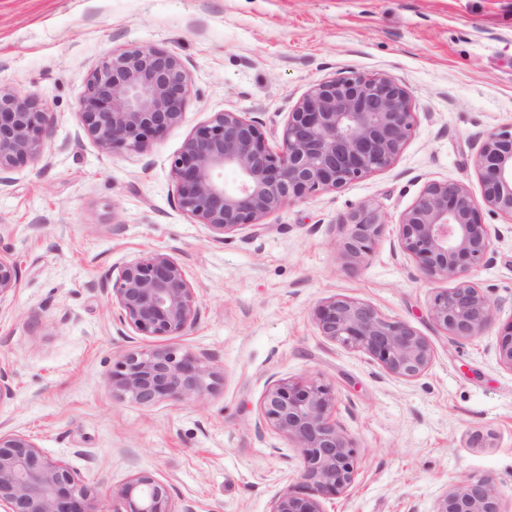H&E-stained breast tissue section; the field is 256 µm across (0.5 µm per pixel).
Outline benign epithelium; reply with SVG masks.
I'll return each mask as SVG.
<instances>
[{
    "label": "benign epithelium",
    "mask_w": 512,
    "mask_h": 512,
    "mask_svg": "<svg viewBox=\"0 0 512 512\" xmlns=\"http://www.w3.org/2000/svg\"><path fill=\"white\" fill-rule=\"evenodd\" d=\"M190 73L175 53L132 46L103 59L89 74L81 105L85 135L103 152L147 153L180 124ZM52 113L20 90L0 85V187L16 169L40 160ZM416 112L409 89L391 75L352 72L314 84L288 112L280 143L268 145L260 123L217 112L198 125L171 161L176 203L214 238L249 228L284 205L390 167L411 138ZM481 198L457 181L427 183L398 223V242L427 279L454 282L430 305L432 322L470 340L495 324L498 306L471 280L490 261L492 228L482 210L512 220V127L488 133L473 157ZM238 175L224 183V170ZM382 215L360 208L342 224V249L368 256L385 230ZM17 266L0 255V298L17 288ZM118 321L142 336H186L201 305L186 269L166 253L131 261L109 284ZM326 340L367 354L386 372L411 380L433 358L414 326L374 306L334 296L315 310ZM499 361L512 370V319L501 329ZM212 357L158 346L122 354L107 383L112 396L143 405L200 400L212 389ZM270 428L298 450L301 486L272 501L270 512H325L324 500L348 490L355 449L336 419V395L319 378L280 379L266 391L257 430ZM0 509L4 512H101L92 490L63 461L26 435L0 431ZM110 512H173L172 488L139 471L112 492ZM434 512H502L492 475L466 476L436 501Z\"/></svg>",
    "instance_id": "1"
}]
</instances>
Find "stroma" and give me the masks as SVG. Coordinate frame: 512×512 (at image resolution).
I'll return each instance as SVG.
<instances>
[{"label": "stroma", "instance_id": "stroma-1", "mask_svg": "<svg viewBox=\"0 0 512 512\" xmlns=\"http://www.w3.org/2000/svg\"><path fill=\"white\" fill-rule=\"evenodd\" d=\"M153 45L188 66L182 122L146 153H105L84 134L81 97L112 51ZM343 71L385 73L413 96L417 126L394 163L334 191L285 205L258 236L214 241L174 204L171 159L214 113L262 124L277 146L292 106ZM0 84L54 115L39 162L0 189V255L20 271L0 298V366L11 394L0 430L30 436L88 485L100 512L146 470L173 489L176 512H270L297 482V450L257 430L270 382L321 378L352 438L351 487L325 512H433L463 477L494 475L512 512V370L497 355L512 318V221L471 279L499 307L481 336L456 340L430 319L447 281L420 276L398 246L401 215L426 183H481L472 158L486 134L512 126V0H0ZM386 227L371 255L341 250L361 207ZM161 252L187 271L202 316L170 345L213 356L205 398L151 406L113 398L122 353L157 346L121 325L101 284ZM337 295L410 323L431 343L428 369L406 380L320 336L314 310ZM493 438L473 446L471 434Z\"/></svg>", "mask_w": 512, "mask_h": 512}]
</instances>
